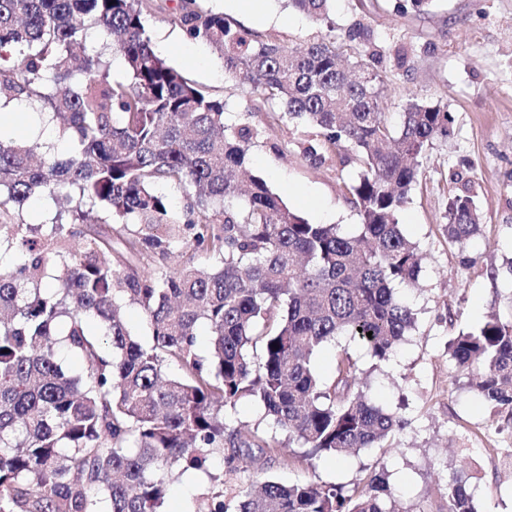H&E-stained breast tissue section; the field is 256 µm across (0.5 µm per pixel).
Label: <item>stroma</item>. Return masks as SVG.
Masks as SVG:
<instances>
[{
	"label": "stroma",
	"instance_id": "stroma-1",
	"mask_svg": "<svg viewBox=\"0 0 512 512\" xmlns=\"http://www.w3.org/2000/svg\"><path fill=\"white\" fill-rule=\"evenodd\" d=\"M397 0H332L336 36L361 21L378 36L379 66L386 91L381 102L399 122L408 97L446 106L453 122L447 137L428 150L422 176L399 215L405 235L417 243L422 269L417 283L399 287V298L417 315V327L386 363L369 369L373 401L404 422L389 448H368L336 459L308 462L272 457L263 468L226 474L222 459L213 469L239 492L266 480L354 485L384 466L397 502L407 512H447V486L463 482L478 512H512V428L505 411L482 403L468 372L448 356V339L477 329L490 313L512 319V0H437L427 14H400ZM206 8L253 31L299 46L325 35V26L288 8L285 0H262L243 15L229 0H204ZM153 44L184 76L221 96L229 121L263 123L266 136L254 146L247 167L263 177L283 201L309 222L357 230L359 218L344 185L356 179L354 164L332 161L317 167L301 154L305 125L279 120L275 105L250 85L229 77L222 61L201 42L185 39L172 10L148 19ZM470 189L485 214L465 245L443 232L450 196ZM131 230L112 227V262L155 275L185 265H204L207 253L177 248L166 256L133 255Z\"/></svg>",
	"mask_w": 512,
	"mask_h": 512
}]
</instances>
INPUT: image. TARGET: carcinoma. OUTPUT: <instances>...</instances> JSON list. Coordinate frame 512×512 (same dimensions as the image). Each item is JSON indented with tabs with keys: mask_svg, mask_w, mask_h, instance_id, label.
Here are the masks:
<instances>
[{
	"mask_svg": "<svg viewBox=\"0 0 512 512\" xmlns=\"http://www.w3.org/2000/svg\"><path fill=\"white\" fill-rule=\"evenodd\" d=\"M316 21L330 0H289ZM151 0H0V107L35 109L70 143L0 139V512H162L168 484L190 470L210 480L195 512H229L227 472L293 445L313 460L374 448L402 427L367 393L364 370L340 347L334 377L314 369L317 353L344 338L382 363L416 328L395 286L418 280L422 257L398 214L450 113L411 97L401 121L381 112L377 37L359 23L347 47L325 35L302 48L260 40L224 15L180 0L184 35L207 44L224 70L276 103L278 118L312 132L301 142L315 166L347 144L360 168L345 185L359 234L315 224L246 171L265 127L228 126L224 99L158 55L146 21ZM120 60L123 73L113 72ZM180 187L176 207L155 191ZM37 194L59 206L31 224ZM444 232L462 242L483 220L470 190L448 199ZM136 226L133 251L165 255L176 244L211 254L209 267L139 276L112 265V236L97 225ZM83 237L81 250L69 241ZM138 305L148 346L123 317ZM102 325L89 332L86 319ZM208 328V354L198 328ZM372 337H367V333ZM261 347L260 362L249 351ZM64 349L80 360L69 367ZM473 373L484 403L512 414V322L491 314L448 344ZM175 363L180 373L169 376ZM252 398L287 437L241 440L226 409ZM234 512H399L385 470L362 488L339 483L264 482ZM448 512H477L459 483Z\"/></svg>",
	"mask_w": 512,
	"mask_h": 512,
	"instance_id": "cac0c4a2",
	"label": "carcinoma"
}]
</instances>
